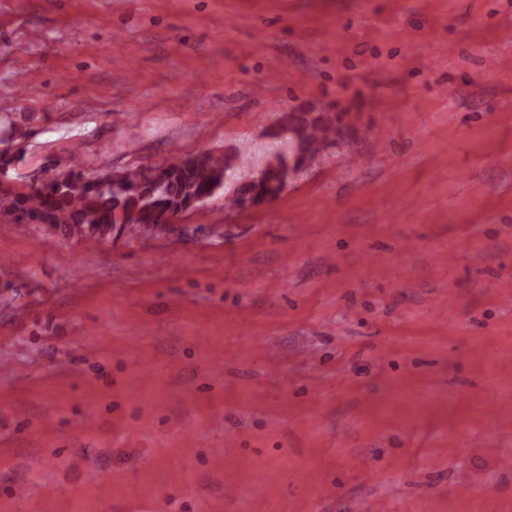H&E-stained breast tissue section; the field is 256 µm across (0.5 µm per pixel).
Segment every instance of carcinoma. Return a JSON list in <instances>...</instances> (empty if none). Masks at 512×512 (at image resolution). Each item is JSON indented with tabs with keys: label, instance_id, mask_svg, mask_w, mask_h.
<instances>
[{
	"label": "carcinoma",
	"instance_id": "1",
	"mask_svg": "<svg viewBox=\"0 0 512 512\" xmlns=\"http://www.w3.org/2000/svg\"><path fill=\"white\" fill-rule=\"evenodd\" d=\"M291 151L279 155L300 165L295 154L336 139L333 124L308 123L289 115ZM232 169L224 155L177 158L161 166L139 165L124 171L121 189L112 188V178L91 176L79 187H61L50 182L29 191L0 190V211L21 213L37 224H54L81 240L93 239L103 227H116L115 236L136 237L145 226L165 215L176 216L194 208V200L214 194L223 186L224 172Z\"/></svg>",
	"mask_w": 512,
	"mask_h": 512
}]
</instances>
